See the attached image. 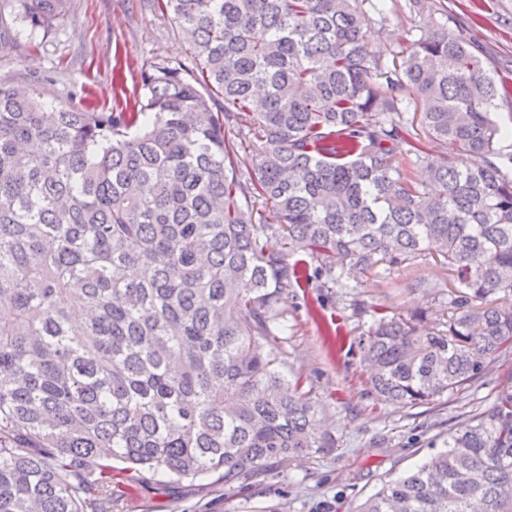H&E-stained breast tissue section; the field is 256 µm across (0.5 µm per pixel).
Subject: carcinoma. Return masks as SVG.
<instances>
[{
  "label": "carcinoma",
  "instance_id": "obj_1",
  "mask_svg": "<svg viewBox=\"0 0 512 512\" xmlns=\"http://www.w3.org/2000/svg\"><path fill=\"white\" fill-rule=\"evenodd\" d=\"M15 2L45 30L69 0ZM152 2L195 71L153 65L125 109L0 82V512H112L117 468L231 487L331 447L270 342L293 285L452 272L444 323L373 311L378 402L432 404L512 355V154L492 118L512 80L442 3L408 0L443 21L388 65L365 37L385 0ZM356 512H512V370Z\"/></svg>",
  "mask_w": 512,
  "mask_h": 512
}]
</instances>
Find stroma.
Returning <instances> with one entry per match:
<instances>
[{"label":"stroma","instance_id":"35a3bbf8","mask_svg":"<svg viewBox=\"0 0 512 512\" xmlns=\"http://www.w3.org/2000/svg\"><path fill=\"white\" fill-rule=\"evenodd\" d=\"M406 0H387V22L367 31L373 46L404 51L419 33ZM463 21L490 73L512 69V0H445ZM0 80L31 86L45 103L108 112L140 90V74L163 61L190 63L188 44L169 15L148 0H70L50 32H30L12 0H0ZM450 271L436 259L405 264L392 277L371 275L362 287L286 290L288 329L276 342L289 378L302 382L331 448L300 460L270 462L254 479L226 488L213 477L160 484L114 476L113 512H353L385 481L404 475L441 449L450 430L487 409L501 367L467 391L421 407L376 403L367 394L360 340L373 309H422L427 324L448 318ZM364 312H356L355 300Z\"/></svg>","mask_w":512,"mask_h":512}]
</instances>
